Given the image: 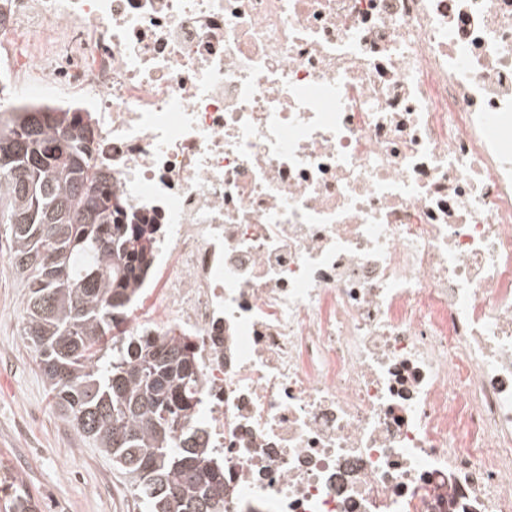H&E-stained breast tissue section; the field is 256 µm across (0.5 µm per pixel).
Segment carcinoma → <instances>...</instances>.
<instances>
[{"label":"carcinoma","mask_w":512,"mask_h":512,"mask_svg":"<svg viewBox=\"0 0 512 512\" xmlns=\"http://www.w3.org/2000/svg\"><path fill=\"white\" fill-rule=\"evenodd\" d=\"M79 112L0 118V232L29 293L23 332L59 406L149 512H226L224 466L191 427L201 378L184 336L120 345L158 225L93 162Z\"/></svg>","instance_id":"1"}]
</instances>
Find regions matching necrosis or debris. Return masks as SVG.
<instances>
[{"instance_id":"4bbe7bcc","label":"necrosis or debris","mask_w":512,"mask_h":512,"mask_svg":"<svg viewBox=\"0 0 512 512\" xmlns=\"http://www.w3.org/2000/svg\"><path fill=\"white\" fill-rule=\"evenodd\" d=\"M160 224L226 512H512V0H7Z\"/></svg>"}]
</instances>
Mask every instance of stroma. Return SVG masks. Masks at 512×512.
I'll return each mask as SVG.
<instances>
[{
    "mask_svg": "<svg viewBox=\"0 0 512 512\" xmlns=\"http://www.w3.org/2000/svg\"><path fill=\"white\" fill-rule=\"evenodd\" d=\"M27 293L0 239V512L14 482L39 512H145L111 457L65 420L21 332Z\"/></svg>",
    "mask_w": 512,
    "mask_h": 512,
    "instance_id": "obj_1",
    "label": "stroma"
}]
</instances>
